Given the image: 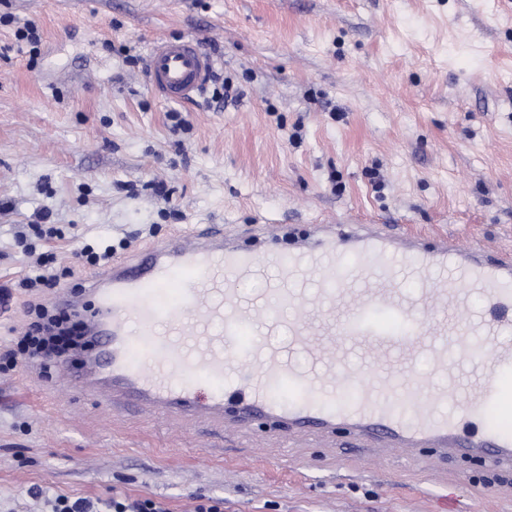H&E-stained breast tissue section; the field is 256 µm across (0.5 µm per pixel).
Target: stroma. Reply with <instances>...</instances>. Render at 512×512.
Returning <instances> with one entry per match:
<instances>
[{"instance_id": "stroma-1", "label": "stroma", "mask_w": 512, "mask_h": 512, "mask_svg": "<svg viewBox=\"0 0 512 512\" xmlns=\"http://www.w3.org/2000/svg\"><path fill=\"white\" fill-rule=\"evenodd\" d=\"M0 286L80 242L116 256L224 224H390L512 252V9L504 0H0ZM43 31L37 55L16 26ZM193 37L237 89L169 103L129 56ZM49 212L54 237L29 231ZM27 245L19 247L18 231ZM51 374L0 372V512L29 489L150 498L170 512H512V472L434 468L347 433L256 425L205 435L114 412Z\"/></svg>"}]
</instances>
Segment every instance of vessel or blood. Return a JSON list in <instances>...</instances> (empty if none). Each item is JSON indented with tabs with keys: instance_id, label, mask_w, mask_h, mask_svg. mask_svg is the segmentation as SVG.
Listing matches in <instances>:
<instances>
[{
	"instance_id": "vessel-or-blood-1",
	"label": "vessel or blood",
	"mask_w": 512,
	"mask_h": 512,
	"mask_svg": "<svg viewBox=\"0 0 512 512\" xmlns=\"http://www.w3.org/2000/svg\"><path fill=\"white\" fill-rule=\"evenodd\" d=\"M214 66L188 37L153 42L145 72L161 98L190 103ZM278 232L256 225L255 248L220 225L178 232L95 271L64 299L96 303L71 385L218 425H341L413 460L511 468L512 253L388 224H315L289 249Z\"/></svg>"
}]
</instances>
